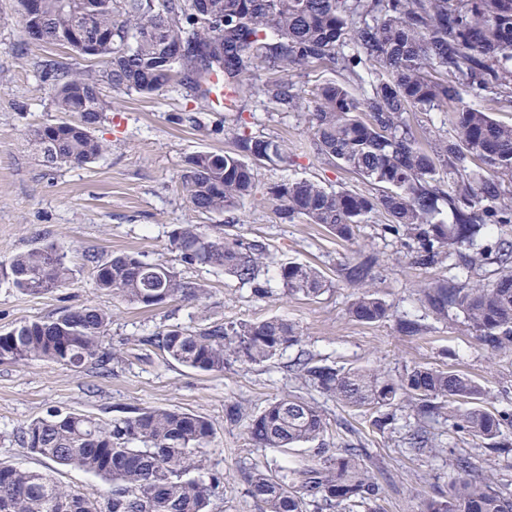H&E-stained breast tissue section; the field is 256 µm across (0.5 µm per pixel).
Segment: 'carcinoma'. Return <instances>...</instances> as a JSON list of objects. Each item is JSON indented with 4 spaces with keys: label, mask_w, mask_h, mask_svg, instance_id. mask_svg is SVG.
<instances>
[{
    "label": "carcinoma",
    "mask_w": 512,
    "mask_h": 512,
    "mask_svg": "<svg viewBox=\"0 0 512 512\" xmlns=\"http://www.w3.org/2000/svg\"><path fill=\"white\" fill-rule=\"evenodd\" d=\"M36 0L39 22L21 14L32 41L66 45L83 24L107 37L95 58L103 68L79 72L46 65L53 81L58 123L34 132L51 165L86 164L106 150L92 128L107 108L102 88L151 95L179 85L196 98L213 91L212 77L239 97L263 95L290 112L309 102V148L378 187L375 195L328 189L295 179L268 189L262 203L280 218L320 224L349 242L372 214L388 217L384 231L417 244L412 263L424 268L455 265L472 273L497 266L490 284L438 277L420 288L434 316L463 318L492 351H512V124L493 118V106L512 102V0ZM188 46L176 58L170 49ZM337 74L311 91L293 76L314 64ZM448 113L453 134L425 147L407 125V112ZM234 149L198 151L185 159L179 186L201 213H232L253 195L254 165L282 145L256 137L240 122ZM452 222L440 218V204ZM168 250L188 266L222 270L254 294L269 255L261 240L246 241L221 224H178ZM377 258L358 254L338 269L354 290L348 308L357 321L393 316L370 289ZM0 277L27 294L65 288L72 279L67 255L55 244L33 247L0 262ZM278 278L292 296L316 299L331 281L320 269L296 261L280 264ZM94 288L144 308L183 300L200 305L207 289L181 278L163 263L132 252L93 267ZM112 313L95 307L64 309L47 320L0 332V364L46 362L79 371L104 366L116 353L102 348ZM200 373H222L231 362L260 365L302 343L298 328L283 319L172 325L139 339ZM291 369L318 391L348 408L373 411L371 426L393 431L397 413L415 426L410 447L440 452L428 422L443 417L453 428L496 453L512 450V413L483 407L484 387L466 374L410 366L397 376L373 368L337 369L300 354ZM466 405L460 413L448 404ZM226 418L244 424L256 445L286 452L314 443L326 418L301 397H282L254 414L239 404ZM214 428L205 418L158 407L135 408L108 423L59 411L23 426L20 445L62 467H73L109 484L102 499L58 485L47 474L0 465V512H208L221 485L204 479L205 448ZM295 466L256 467L250 493L266 512H380L381 493L363 449L319 445ZM448 491L424 501L420 512H512V491L460 454L452 463Z\"/></svg>",
    "instance_id": "1"
}]
</instances>
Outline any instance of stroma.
Here are the masks:
<instances>
[{"label": "stroma", "instance_id": "1", "mask_svg": "<svg viewBox=\"0 0 512 512\" xmlns=\"http://www.w3.org/2000/svg\"><path fill=\"white\" fill-rule=\"evenodd\" d=\"M48 62L74 70H99L97 62L56 44L36 43L23 31L18 0H0V261L32 247L54 243L64 249L74 270L69 287L28 295L0 281V331L23 321L45 320L63 309L82 305L112 312L103 339L120 360L108 371L75 373L60 366L32 362L0 364V464L46 472L58 484L97 497L108 486L85 472L56 465L21 448L16 434L47 411L78 412L109 420L143 407L177 409L208 419L214 437L207 448V468L222 480L210 512H265L252 497L245 472L275 462L304 460L305 449L282 454L257 447L243 426L224 419L226 405L242 401L262 410L272 400L296 395L314 402L327 419L325 447L353 445L366 449V462L381 488V512H419L424 500L448 487L455 454L467 453L477 466L494 469L512 485V453L477 449L447 420L431 430L444 452L438 457L410 454L403 431L380 433L367 409H351L316 392L286 369L287 358L263 365H227L223 372L202 374L165 360L147 345L132 341L160 328L192 326L200 319L218 322L261 321L278 317L300 329L302 346L315 359L336 368L378 367L396 374L421 365L468 374L485 387L491 411H512V354H498L480 344L460 320L435 319L421 304L419 288L440 277H453L455 266L422 269L413 265L407 246L385 234V214H373L355 241L345 242L318 224L279 219L261 203L268 187L287 179H308L333 189L374 193L373 185L306 149L307 111L281 112L259 95L240 97L236 107H218L176 87L142 95L105 89L108 102L93 133L107 145L96 161L75 166L46 164L32 139L35 129L56 124L61 115L49 81L40 75ZM256 136L277 139L285 157L256 167V194L232 215L197 212L182 193L178 177L185 158L196 151L232 150L237 121ZM233 222L244 239H262L270 257L262 277L268 296L252 293L224 273L185 266L167 248L177 224ZM377 257L375 290L391 305L394 318L376 323L352 319L353 291L337 273L355 251ZM134 252L150 263H165L188 280L207 284L205 311L175 301L158 308L123 303L95 290L92 256ZM308 262L325 272L330 288L314 300L288 296L276 277L280 263ZM423 327L416 336L398 332L400 316Z\"/></svg>", "mask_w": 512, "mask_h": 512}]
</instances>
